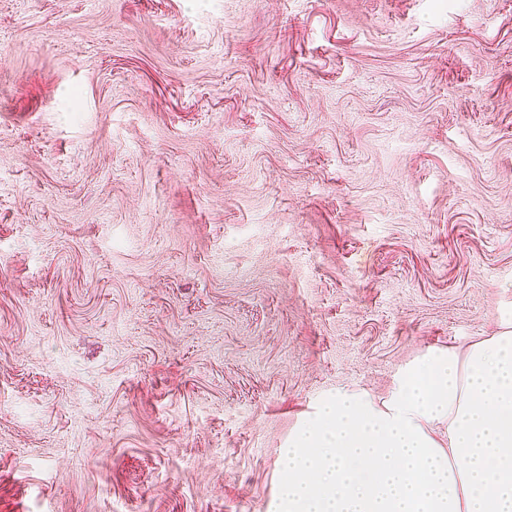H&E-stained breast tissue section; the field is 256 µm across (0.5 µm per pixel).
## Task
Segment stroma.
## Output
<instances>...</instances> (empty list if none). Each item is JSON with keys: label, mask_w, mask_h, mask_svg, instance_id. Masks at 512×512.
Instances as JSON below:
<instances>
[{"label": "stroma", "mask_w": 512, "mask_h": 512, "mask_svg": "<svg viewBox=\"0 0 512 512\" xmlns=\"http://www.w3.org/2000/svg\"><path fill=\"white\" fill-rule=\"evenodd\" d=\"M504 317L512 0H0V512H268Z\"/></svg>", "instance_id": "obj_1"}]
</instances>
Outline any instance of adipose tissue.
Wrapping results in <instances>:
<instances>
[{"label":"adipose tissue","mask_w":512,"mask_h":512,"mask_svg":"<svg viewBox=\"0 0 512 512\" xmlns=\"http://www.w3.org/2000/svg\"><path fill=\"white\" fill-rule=\"evenodd\" d=\"M279 465L273 512H512V319L418 357L388 400L325 394Z\"/></svg>","instance_id":"obj_1"}]
</instances>
